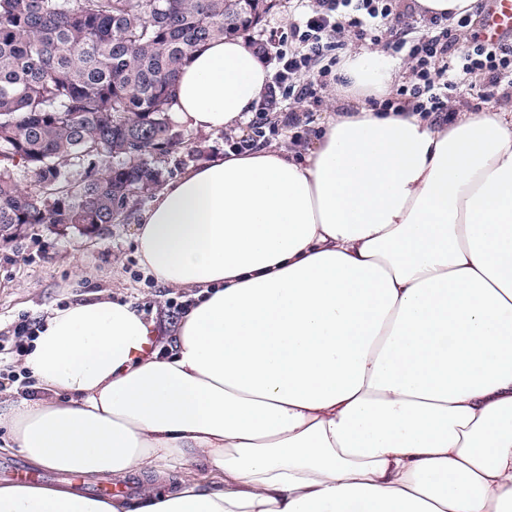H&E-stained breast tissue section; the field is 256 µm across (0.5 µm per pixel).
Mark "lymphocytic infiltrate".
I'll list each match as a JSON object with an SVG mask.
<instances>
[{
	"mask_svg": "<svg viewBox=\"0 0 512 512\" xmlns=\"http://www.w3.org/2000/svg\"><path fill=\"white\" fill-rule=\"evenodd\" d=\"M400 0H313L301 20L291 27L299 45L283 49L277 58V71L269 82L261 108L280 112L283 101L316 102L327 87L332 73L326 59L338 48L336 35L349 31L358 40L378 44L390 39L395 51L406 53L412 63V77L398 89L396 98L379 102V111L400 107L434 115L436 122L450 120V107L458 85L455 71L480 79L478 99L493 97L495 89L512 79V43H487L473 38L459 45L458 34L471 24L470 15L430 16L433 30L429 38H407L405 33H390L388 21L396 15Z\"/></svg>",
	"mask_w": 512,
	"mask_h": 512,
	"instance_id": "f902f5d3",
	"label": "lymphocytic infiltrate"
}]
</instances>
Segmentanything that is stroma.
<instances>
[{"instance_id":"35a3bbf8","label":"stroma","mask_w":512,"mask_h":512,"mask_svg":"<svg viewBox=\"0 0 512 512\" xmlns=\"http://www.w3.org/2000/svg\"><path fill=\"white\" fill-rule=\"evenodd\" d=\"M274 8L249 34L248 39L262 44L267 67H274L290 27L307 9L305 0H274ZM335 88H328L322 103L311 107L302 141H294L285 127L286 113L295 111L294 102H285L278 136L271 139L275 148L309 146L320 127L339 112ZM179 145L161 159L162 179L169 182L187 168L226 153L227 132L190 131L176 127ZM142 201L130 203L118 223L98 224L79 230L73 227L48 228L36 225L21 230L18 238L0 243V369L19 366L15 337L21 326L41 321L46 312L102 293L141 309L158 331L156 342L172 341V326L178 315L167 304L178 298L180 289L149 279L141 265L134 241V227L145 209Z\"/></svg>"}]
</instances>
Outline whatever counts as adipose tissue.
Segmentation results:
<instances>
[{
	"label": "adipose tissue",
	"instance_id": "obj_1",
	"mask_svg": "<svg viewBox=\"0 0 512 512\" xmlns=\"http://www.w3.org/2000/svg\"><path fill=\"white\" fill-rule=\"evenodd\" d=\"M397 72L379 51L341 70L380 99ZM269 78L211 40L174 118L237 131ZM135 243L195 298L169 351L128 303L54 309L22 353L39 392L0 428L38 468L142 474L138 496L17 482L0 512H512L511 109L359 104L305 149L187 170Z\"/></svg>",
	"mask_w": 512,
	"mask_h": 512
}]
</instances>
